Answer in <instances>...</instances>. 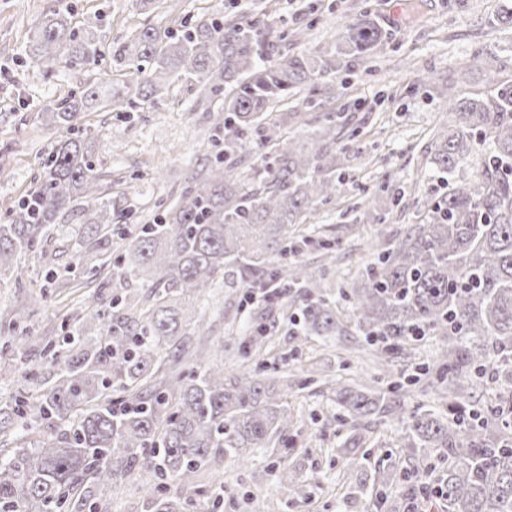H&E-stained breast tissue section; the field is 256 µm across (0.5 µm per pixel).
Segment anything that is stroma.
<instances>
[{
	"instance_id": "obj_1",
	"label": "stroma",
	"mask_w": 512,
	"mask_h": 512,
	"mask_svg": "<svg viewBox=\"0 0 512 512\" xmlns=\"http://www.w3.org/2000/svg\"><path fill=\"white\" fill-rule=\"evenodd\" d=\"M67 4L75 22L99 21L106 47L146 24L176 28L184 18L195 22L245 11L257 36L278 32L280 50L291 56L332 48L347 20L364 8L374 13L386 33L382 52L372 63L324 77L316 93L321 111L343 113L348 123L339 140L343 150L334 174L336 193L308 216L301 233L336 242L338 258L325 269L313 247L297 257L322 277L336 299L443 192L425 153L434 132L451 121L441 95L443 82L454 81L463 93L482 89L485 72L474 61L479 51L497 55L506 65L504 77H512V26L503 22L512 14V0H164L160 11L149 14L141 13L136 0H0V224L37 184L42 158L66 136L41 125V107L112 72L106 59L50 73L30 64L25 53L29 36L45 15ZM87 120L97 140L95 165L102 189L128 211L131 228L152 220L158 198L179 197L191 172L215 151L212 115L197 91L182 82L154 104L124 113L98 107ZM381 210L384 223L364 222L365 213ZM78 222L77 215L65 217L35 251L20 256L19 275L0 278V309L33 305L45 274L53 273L58 283L68 280V265L78 255L104 265L113 293L147 297L148 287L119 278L120 249L97 254ZM67 316L86 321L82 300L51 289L28 325L31 363L41 360L39 339L58 336ZM231 317L266 323L269 348L261 355L260 372L272 376L285 371L309 381L306 388L290 389L285 399L296 443L291 459L303 468L305 501L290 505L279 495L271 467L276 454L259 448L248 469L225 460L220 512H376L340 473L336 447L348 431L336 418L334 393L325 384L333 377L386 386L372 348L356 335H294L281 310L266 304L259 289L220 282L207 304L206 320H191L185 331L223 344L228 369L240 362L238 332L227 324Z\"/></svg>"
}]
</instances>
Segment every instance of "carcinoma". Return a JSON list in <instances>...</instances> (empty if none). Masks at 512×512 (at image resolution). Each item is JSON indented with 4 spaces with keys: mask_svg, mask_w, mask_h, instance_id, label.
I'll list each match as a JSON object with an SVG mask.
<instances>
[{
    "mask_svg": "<svg viewBox=\"0 0 512 512\" xmlns=\"http://www.w3.org/2000/svg\"><path fill=\"white\" fill-rule=\"evenodd\" d=\"M71 9L55 11L33 31L30 62L45 72L85 66L99 56L89 25L71 26ZM385 32L364 8L341 30L332 50L283 56L268 36L259 42L244 17L217 14L181 29L144 25L112 45L115 65L135 66L137 95L156 101L186 81L204 100L220 99L215 129L223 149L194 172L179 199L160 201L153 223L122 235L123 279L147 281L146 301L101 291L85 299L101 320L97 331L76 325L58 347L41 344L45 364L22 370L23 336L0 339V381L20 385L0 396V512H94L97 493L138 481L143 512H192L195 485L235 458L242 468L253 448L288 447V389L304 383L260 378L243 367L224 373V348L210 351L184 333L182 300L205 301L220 279L243 288L288 289L289 317L300 314L309 336L355 332L385 372L393 355L419 336H438L444 356L421 368L446 404L441 413L421 404L396 410L404 382L386 389L336 386V404L349 434L336 449L342 476L357 494L370 454L363 430L389 417L401 432L405 459L419 466L396 479L380 470L372 485L381 504L397 510L427 498L434 512H512V84L486 55L487 90L461 96L448 89L453 124L427 146V159L446 175L448 192L431 204L405 237L378 254L345 294L351 310L332 303L309 266L288 262V233L336 191L334 112H316L311 94L341 58L380 52ZM308 91L304 108L290 113L300 127L324 121L322 140L304 152L295 138L271 133L259 144V180L246 185L240 154L253 152L248 132L268 119L270 105ZM112 80L71 90L41 110L47 127L66 131L42 162L39 184L0 224V276L19 255L33 251L51 226L81 199L83 229L92 246L111 245L112 221L127 217L100 194L94 172V135L88 107L129 112L136 102ZM475 167L472 182L456 173ZM244 355L262 351L264 329L241 328ZM163 345L176 347L166 360ZM493 386L495 401L471 404ZM11 438L15 447L1 448ZM302 472L279 467L278 489L302 495Z\"/></svg>",
    "mask_w": 512,
    "mask_h": 512,
    "instance_id": "1",
    "label": "carcinoma"
}]
</instances>
